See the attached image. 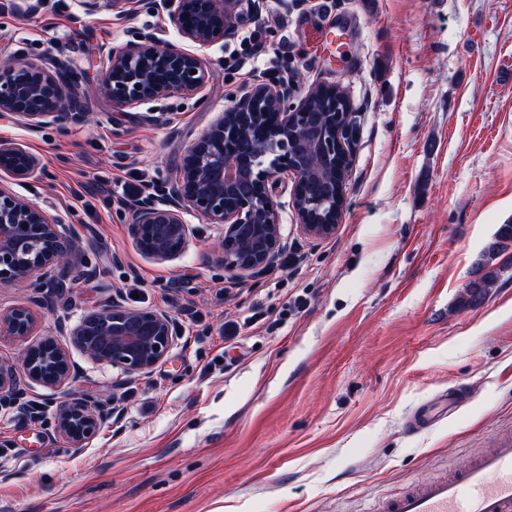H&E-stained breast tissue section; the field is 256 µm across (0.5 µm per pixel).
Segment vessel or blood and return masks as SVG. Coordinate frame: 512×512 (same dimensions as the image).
I'll return each instance as SVG.
<instances>
[{
	"instance_id": "b4317fda",
	"label": "vessel or blood",
	"mask_w": 512,
	"mask_h": 512,
	"mask_svg": "<svg viewBox=\"0 0 512 512\" xmlns=\"http://www.w3.org/2000/svg\"><path fill=\"white\" fill-rule=\"evenodd\" d=\"M376 512H512V436L452 480H425Z\"/></svg>"
}]
</instances>
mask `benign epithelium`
Returning <instances> with one entry per match:
<instances>
[{"label": "benign epithelium", "mask_w": 512, "mask_h": 512, "mask_svg": "<svg viewBox=\"0 0 512 512\" xmlns=\"http://www.w3.org/2000/svg\"><path fill=\"white\" fill-rule=\"evenodd\" d=\"M159 8L182 41L205 48L235 36L258 19L263 0H160ZM196 73H191V70ZM105 85L112 104L162 102L174 95L194 97L205 85L201 56L178 43L159 45L152 37L129 41L108 52ZM294 76L241 88L220 117L186 150L169 179L148 187L133 204L129 231L140 251L165 262L183 254L191 229L184 214L194 212L224 225L217 246L224 269L258 273L280 256L283 238L271 184L294 179L292 205L303 233L334 234L349 179L351 106L339 111L332 84H313L298 104L288 106ZM86 92L74 66L56 59L45 69L24 56L0 68V113L30 126L54 125L65 132L89 121ZM52 101L55 108L43 109ZM40 166L28 151L0 146V168L25 177ZM76 238L62 217L0 188V283L47 278L52 292L76 279ZM34 312L17 306L0 312V337L27 340ZM70 342L93 360L126 375L150 373L177 336L172 317L153 309L112 304L86 312L69 332ZM72 379L67 348L52 336L25 346L16 363H0V397H18L31 382L59 390ZM112 419L105 393L62 401L56 431L77 452Z\"/></svg>", "instance_id": "1"}]
</instances>
